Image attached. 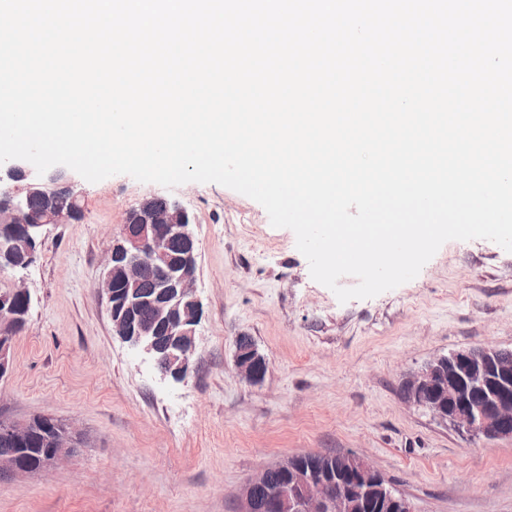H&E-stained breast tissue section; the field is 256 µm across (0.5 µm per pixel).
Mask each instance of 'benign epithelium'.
<instances>
[{"instance_id": "7a95c632", "label": "benign epithelium", "mask_w": 512, "mask_h": 512, "mask_svg": "<svg viewBox=\"0 0 512 512\" xmlns=\"http://www.w3.org/2000/svg\"><path fill=\"white\" fill-rule=\"evenodd\" d=\"M62 172L40 176L21 160L0 164V225L19 224L28 259L34 261L43 229L49 224H70L81 218L80 194ZM43 197L37 212L29 201ZM193 216L180 204L146 198L126 217L121 235L109 245V265L100 290L111 303L112 331L121 340L150 355L160 372L176 381L189 375L195 351L196 326L202 309L195 294L196 240ZM20 269V270H22ZM16 278L0 295L8 305L14 298L30 300L24 279ZM154 272L157 297L119 298L118 289L135 288L146 271ZM145 306L150 319L135 322L127 311ZM171 336L165 351L156 343L159 330ZM235 365L251 383L263 380L267 365L247 336L235 340ZM403 387L411 402L434 417L453 424L472 438H512V351L474 347L442 355L408 374ZM35 433L33 420H1L0 437L17 451L0 454V477H15L47 470L78 447L80 433L71 425L43 433L49 450L36 465L20 462ZM376 508L414 512L411 503L394 490L367 459L356 452L336 454L326 466L291 456L262 467L247 483L239 512H355L362 499Z\"/></svg>"}]
</instances>
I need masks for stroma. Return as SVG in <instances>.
<instances>
[{
  "mask_svg": "<svg viewBox=\"0 0 512 512\" xmlns=\"http://www.w3.org/2000/svg\"><path fill=\"white\" fill-rule=\"evenodd\" d=\"M70 179L83 217L48 225L25 272L31 307L0 419L51 417L82 441L55 467L0 480V512H238L262 466L348 450L415 512H512V439L469 438L402 393L438 356L512 350V253L450 240L413 280L343 304L311 278L294 232L232 189ZM151 196L195 218L202 317L182 381L113 336L98 289L113 237ZM241 335L266 359L259 383L235 366Z\"/></svg>",
  "mask_w": 512,
  "mask_h": 512,
  "instance_id": "35a3bbf8",
  "label": "stroma"
}]
</instances>
